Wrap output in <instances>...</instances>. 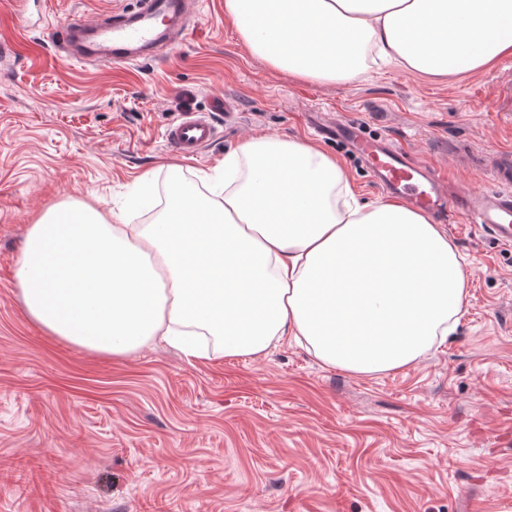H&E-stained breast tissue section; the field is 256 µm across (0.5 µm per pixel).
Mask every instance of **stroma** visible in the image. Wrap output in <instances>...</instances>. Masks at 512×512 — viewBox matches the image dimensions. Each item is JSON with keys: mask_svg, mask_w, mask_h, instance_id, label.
Returning <instances> with one entry per match:
<instances>
[{"mask_svg": "<svg viewBox=\"0 0 512 512\" xmlns=\"http://www.w3.org/2000/svg\"><path fill=\"white\" fill-rule=\"evenodd\" d=\"M127 0H29L16 29L0 0V512H512V248L449 217L470 281L448 340L406 368L355 375L294 339L257 358H186L154 344L122 358L49 336L15 279L29 224L66 199L120 209L156 169L210 170L250 136L300 138L335 155L366 202L385 195L336 141L361 123L450 181L493 187L512 153V56L476 74L400 66L316 83L251 55L224 0H198L165 59L72 66L49 38L69 14ZM225 101L233 120L215 110ZM213 118L215 141L181 159L168 125Z\"/></svg>", "mask_w": 512, "mask_h": 512, "instance_id": "obj_1", "label": "stroma"}]
</instances>
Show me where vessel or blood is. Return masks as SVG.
I'll list each match as a JSON object with an SVG mask.
<instances>
[{
    "label": "vessel or blood",
    "mask_w": 512,
    "mask_h": 512,
    "mask_svg": "<svg viewBox=\"0 0 512 512\" xmlns=\"http://www.w3.org/2000/svg\"><path fill=\"white\" fill-rule=\"evenodd\" d=\"M196 0H134L132 6L102 13L88 23L72 16L54 27L52 38L66 49L69 61L88 60L89 52L73 47L75 34L90 30L105 64H138L158 58L184 40L185 30L175 22L188 21ZM337 140L355 153L383 190L408 201L413 208L439 219L457 215L477 225L498 244L512 247V156L502 155L493 179L495 190H451L447 181L391 139L367 136L358 124H336ZM216 137V127L206 117L185 114L166 132V143L175 152L195 155Z\"/></svg>",
    "instance_id": "vessel-or-blood-1"
}]
</instances>
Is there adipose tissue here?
Returning a JSON list of instances; mask_svg holds the SVG:
<instances>
[{
    "instance_id": "ef3b65f1",
    "label": "adipose tissue",
    "mask_w": 512,
    "mask_h": 512,
    "mask_svg": "<svg viewBox=\"0 0 512 512\" xmlns=\"http://www.w3.org/2000/svg\"><path fill=\"white\" fill-rule=\"evenodd\" d=\"M241 42L272 68L350 82L380 60L426 75L477 73L512 54V0H224ZM224 170L182 177L154 224L63 201L29 226L15 270L25 309L55 338L128 356L162 338L200 358L303 340L357 375L418 361L450 334L469 282L459 252L399 200L360 202L341 163L261 136Z\"/></svg>"
}]
</instances>
